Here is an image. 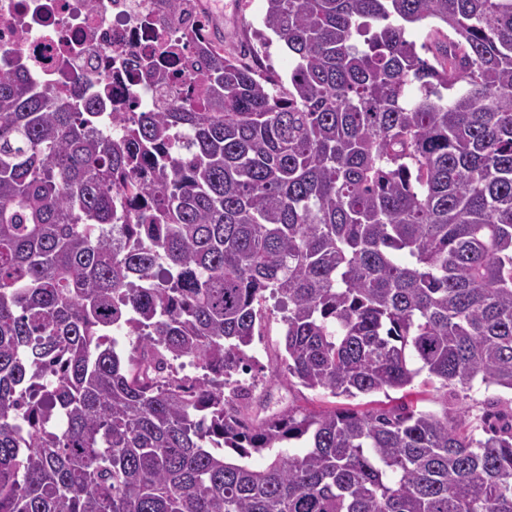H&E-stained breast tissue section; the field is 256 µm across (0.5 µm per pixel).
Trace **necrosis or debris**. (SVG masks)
Masks as SVG:
<instances>
[{"instance_id":"obj_1","label":"necrosis or debris","mask_w":512,"mask_h":512,"mask_svg":"<svg viewBox=\"0 0 512 512\" xmlns=\"http://www.w3.org/2000/svg\"><path fill=\"white\" fill-rule=\"evenodd\" d=\"M166 12L165 0H0V55L21 56L40 86L65 93L71 73L84 72L108 86V111L138 112L154 107L156 88L136 62L176 53V89L201 68L187 40L208 27V4L188 0L175 23Z\"/></svg>"}]
</instances>
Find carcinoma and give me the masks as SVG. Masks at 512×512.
Listing matches in <instances>:
<instances>
[{
	"mask_svg": "<svg viewBox=\"0 0 512 512\" xmlns=\"http://www.w3.org/2000/svg\"><path fill=\"white\" fill-rule=\"evenodd\" d=\"M265 2L288 83L198 33L116 136L0 69V512H512V406L253 425L232 381L277 317L306 389L512 390V0Z\"/></svg>",
	"mask_w": 512,
	"mask_h": 512,
	"instance_id": "carcinoma-1",
	"label": "carcinoma"
}]
</instances>
